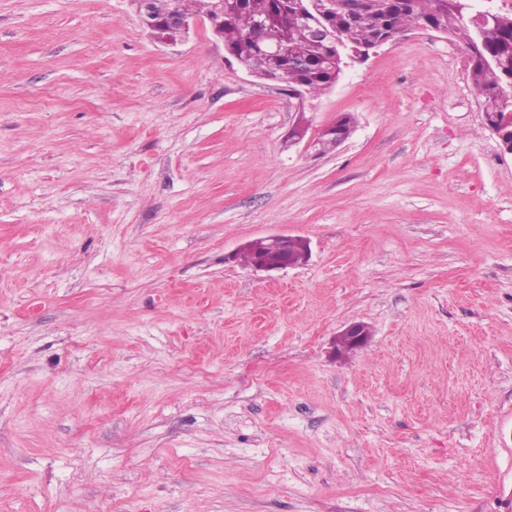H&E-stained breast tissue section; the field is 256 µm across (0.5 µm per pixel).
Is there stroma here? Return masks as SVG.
<instances>
[{
  "mask_svg": "<svg viewBox=\"0 0 512 512\" xmlns=\"http://www.w3.org/2000/svg\"><path fill=\"white\" fill-rule=\"evenodd\" d=\"M469 70L416 24L301 101L208 26L0 0V512H512V154ZM271 234L306 264L241 260ZM355 124V118L351 114H344L340 117L338 121L335 120L333 125L325 126L319 133L318 137H315V135H312L309 137L306 141L307 146L314 147V144L316 142V138L318 142H320L322 145L325 143L328 146V140L332 137L333 134H342L345 138H349ZM334 136L335 141L331 143V148L329 150L338 149L341 147L346 140L342 138L340 135ZM262 239L265 243L273 246V249L278 252V256L273 260L266 257L259 258L261 253H264L267 256L273 253L271 249L265 248V246L261 245L259 246L260 250H257L256 247L242 249V255L245 261L250 265L254 264L253 268L257 271L282 270L288 267L304 264L309 259L310 246L309 242L305 238L300 236H288L285 234H273ZM297 241H301L302 246L299 249V253L296 255L290 253L289 248L292 242Z\"/></svg>",
  "mask_w": 512,
  "mask_h": 512,
  "instance_id": "obj_1",
  "label": "stroma"
}]
</instances>
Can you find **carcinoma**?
Returning <instances> with one entry per match:
<instances>
[{
	"label": "carcinoma",
	"mask_w": 512,
	"mask_h": 512,
	"mask_svg": "<svg viewBox=\"0 0 512 512\" xmlns=\"http://www.w3.org/2000/svg\"><path fill=\"white\" fill-rule=\"evenodd\" d=\"M363 10L343 15L324 7V0H224V21L219 32L224 51L241 66L266 74L294 91L305 85L314 97L324 93L335 78L332 57L351 49L373 46L419 23L427 28L446 27L458 34L470 54L469 77L487 123L504 131L507 110L512 108V14L497 13L480 29L462 24L464 16L479 12L476 0H362ZM153 18L165 20L176 12L199 14L211 9L210 0H152ZM319 22L334 32L337 42L329 45L310 37L309 25ZM277 38L288 51L298 53L303 67L297 69L285 56L275 64L253 39L260 27ZM355 124L344 114L319 133L325 144L333 134L350 137Z\"/></svg>",
	"instance_id": "obj_1"
}]
</instances>
